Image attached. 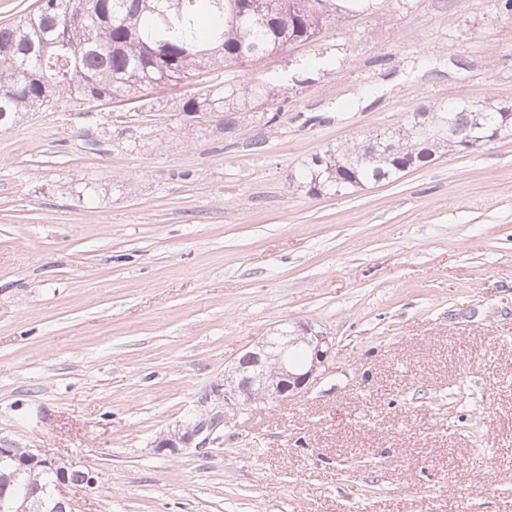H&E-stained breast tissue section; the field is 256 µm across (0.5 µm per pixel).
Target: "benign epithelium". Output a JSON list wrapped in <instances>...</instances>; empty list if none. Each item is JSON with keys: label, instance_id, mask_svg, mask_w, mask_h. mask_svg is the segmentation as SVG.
Segmentation results:
<instances>
[{"label": "benign epithelium", "instance_id": "obj_1", "mask_svg": "<svg viewBox=\"0 0 512 512\" xmlns=\"http://www.w3.org/2000/svg\"><path fill=\"white\" fill-rule=\"evenodd\" d=\"M332 351L328 337L301 326V333L287 331L274 339H267L246 351L235 363L230 376L224 378V406L241 408L257 401L286 402L306 394L317 380V372ZM205 428L197 422L180 435L158 443L161 450H176L189 445ZM0 458L14 461L23 468L35 462L56 465L55 457L30 448L0 446Z\"/></svg>", "mask_w": 512, "mask_h": 512}]
</instances>
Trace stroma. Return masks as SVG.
Segmentation results:
<instances>
[{
  "label": "stroma",
  "mask_w": 512,
  "mask_h": 512,
  "mask_svg": "<svg viewBox=\"0 0 512 512\" xmlns=\"http://www.w3.org/2000/svg\"><path fill=\"white\" fill-rule=\"evenodd\" d=\"M502 4L373 0L252 64L285 99L233 139L177 87L0 127V444L99 473L73 512H512V131L293 181L417 109L512 101ZM295 324L334 345L318 382L225 409V369Z\"/></svg>",
  "instance_id": "35a3bbf8"
}]
</instances>
